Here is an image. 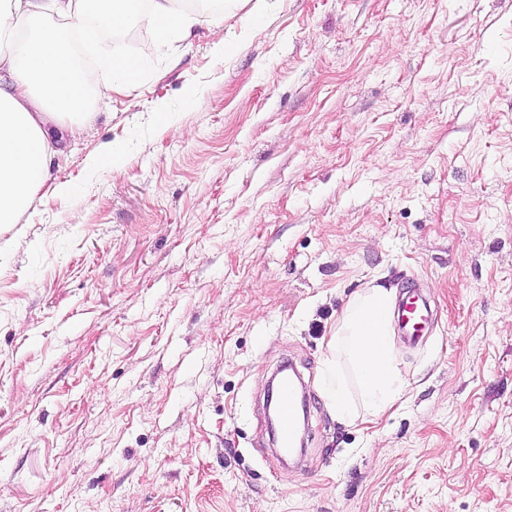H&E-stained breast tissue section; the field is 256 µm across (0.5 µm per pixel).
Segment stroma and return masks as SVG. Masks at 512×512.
<instances>
[{"label":"stroma","mask_w":512,"mask_h":512,"mask_svg":"<svg viewBox=\"0 0 512 512\" xmlns=\"http://www.w3.org/2000/svg\"><path fill=\"white\" fill-rule=\"evenodd\" d=\"M174 7L168 44L144 9L74 45L87 88L138 75L0 224V512H512V0ZM410 282L401 397L342 421L336 322ZM285 362L296 465L265 431ZM107 73L96 87V95L100 98L108 97L114 90L133 81L136 72V63L127 58H114L106 66ZM430 313L427 302L420 298L414 289L409 288L399 305V327L407 336L416 339L428 323ZM328 390L335 397L336 415L343 421L355 422L360 413L353 409L344 396V385L341 381L340 374L336 372V379L329 381Z\"/></svg>","instance_id":"stroma-1"}]
</instances>
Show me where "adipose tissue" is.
<instances>
[{
	"instance_id": "1",
	"label": "adipose tissue",
	"mask_w": 512,
	"mask_h": 512,
	"mask_svg": "<svg viewBox=\"0 0 512 512\" xmlns=\"http://www.w3.org/2000/svg\"><path fill=\"white\" fill-rule=\"evenodd\" d=\"M136 7L137 0H0V35L14 37L0 51V72L11 78L9 88H0L1 225L16 223L47 181L54 130H73L90 117L79 68L49 18H97V34L105 38ZM393 303L391 290L368 288L336 323V358L353 367L364 403L353 409L341 379H331L328 390L343 421L379 417L402 393L391 346Z\"/></svg>"
}]
</instances>
